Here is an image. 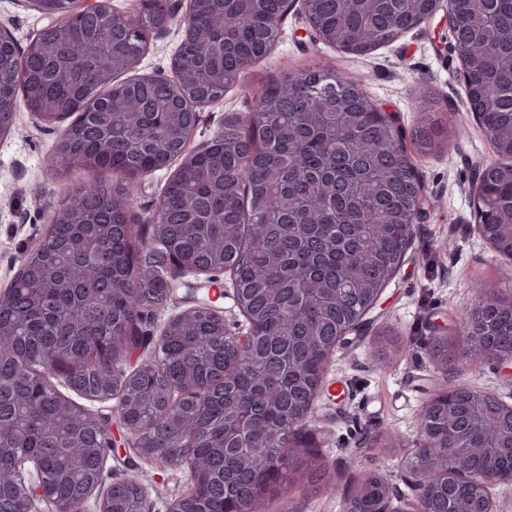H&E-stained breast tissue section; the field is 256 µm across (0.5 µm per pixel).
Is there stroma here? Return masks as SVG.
<instances>
[{"mask_svg":"<svg viewBox=\"0 0 512 512\" xmlns=\"http://www.w3.org/2000/svg\"><path fill=\"white\" fill-rule=\"evenodd\" d=\"M47 24L26 0H0V27L26 48ZM301 4L283 18L273 51L250 67L223 99L203 107L187 144L195 151L210 142L228 122H245L255 101L282 68L303 71L321 66L347 80L361 81L364 92L396 113L404 133L417 126L423 103L447 118L448 145L434 155L411 153L424 201L401 265L383 289L377 306L360 330L346 335L325 369L314 411L301 434L323 458L326 473L317 487L298 482L270 498L266 512H344L349 491L365 473L381 472L391 487L394 512H410L415 492L412 475L401 459L417 437L423 402L451 385L427 354L437 329L454 328L474 301L473 286L493 283L512 290V259L496 253L475 229L470 185L479 163L495 155L481 126L467 110L461 64L452 38L439 20L421 24L370 55L351 57L312 39ZM182 35L180 19L152 33L138 74L170 73ZM20 132L0 138V293L6 291L27 253L42 239L52 214L63 206L62 186L89 182L90 171L57 163L53 150L62 136L58 124H38L19 111ZM171 169L137 178L130 214L146 226L162 195ZM173 301L143 322L157 337L168 319L195 303L211 301L231 332L246 333L249 324L234 300L232 277L216 281L179 273ZM132 479L147 492L148 512H167L186 495V466L147 461L134 452L109 457L104 483Z\"/></svg>","mask_w":512,"mask_h":512,"instance_id":"35a3bbf8","label":"stroma"}]
</instances>
